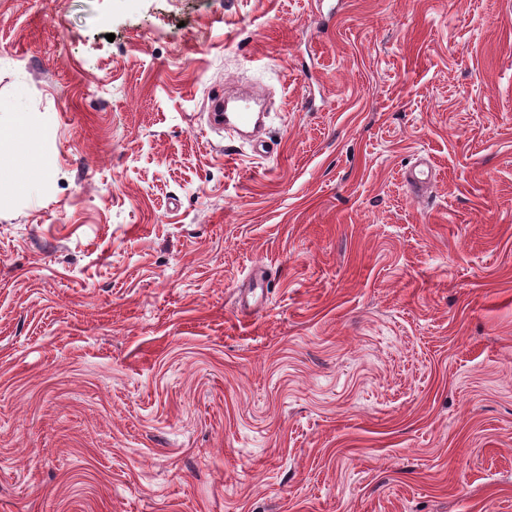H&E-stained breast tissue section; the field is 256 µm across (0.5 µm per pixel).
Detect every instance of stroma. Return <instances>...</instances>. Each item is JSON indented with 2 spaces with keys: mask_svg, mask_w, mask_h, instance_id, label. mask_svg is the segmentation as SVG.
Wrapping results in <instances>:
<instances>
[{
  "mask_svg": "<svg viewBox=\"0 0 512 512\" xmlns=\"http://www.w3.org/2000/svg\"><path fill=\"white\" fill-rule=\"evenodd\" d=\"M322 6L0 0V512H512V0ZM230 103H232L230 105ZM265 113L262 99L259 94L253 93L248 97L226 101L224 98V129L239 134H249L248 137L257 136L264 121ZM251 129L246 131L243 129Z\"/></svg>",
  "mask_w": 512,
  "mask_h": 512,
  "instance_id": "35a3bbf8",
  "label": "stroma"
}]
</instances>
